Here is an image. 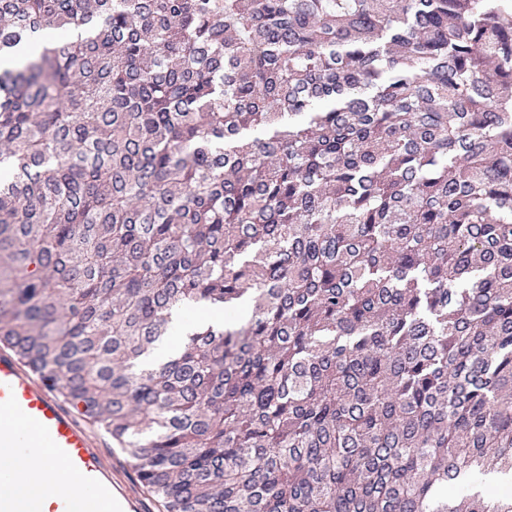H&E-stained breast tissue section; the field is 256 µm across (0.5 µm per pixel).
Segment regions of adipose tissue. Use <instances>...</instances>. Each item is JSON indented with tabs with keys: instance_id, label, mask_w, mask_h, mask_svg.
Here are the masks:
<instances>
[{
	"instance_id": "1",
	"label": "adipose tissue",
	"mask_w": 512,
	"mask_h": 512,
	"mask_svg": "<svg viewBox=\"0 0 512 512\" xmlns=\"http://www.w3.org/2000/svg\"><path fill=\"white\" fill-rule=\"evenodd\" d=\"M46 449L26 448L6 462H0V471L7 470L15 475L12 486L20 496L51 491L59 495L82 498L87 494L84 484L76 477L64 475L46 463Z\"/></svg>"
}]
</instances>
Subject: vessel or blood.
<instances>
[{"instance_id":"1","label":"vessel or blood","mask_w":512,"mask_h":512,"mask_svg":"<svg viewBox=\"0 0 512 512\" xmlns=\"http://www.w3.org/2000/svg\"><path fill=\"white\" fill-rule=\"evenodd\" d=\"M44 448L48 463L78 476L90 495L71 499L51 493L23 501L0 477V512H144L139 492L112 466L82 405L62 400L56 387L0 347V455Z\"/></svg>"}]
</instances>
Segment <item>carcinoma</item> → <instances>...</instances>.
Wrapping results in <instances>:
<instances>
[{
	"label": "carcinoma",
	"instance_id": "obj_1",
	"mask_svg": "<svg viewBox=\"0 0 512 512\" xmlns=\"http://www.w3.org/2000/svg\"><path fill=\"white\" fill-rule=\"evenodd\" d=\"M35 42L0 344L166 512H512V0H0ZM185 315L183 312H175L172 316L170 323V333L172 336H167L164 341L156 347L155 350L149 355L148 358L142 359L144 365H158L164 362L174 352L172 340L183 338L182 331L185 328Z\"/></svg>",
	"mask_w": 512,
	"mask_h": 512
}]
</instances>
